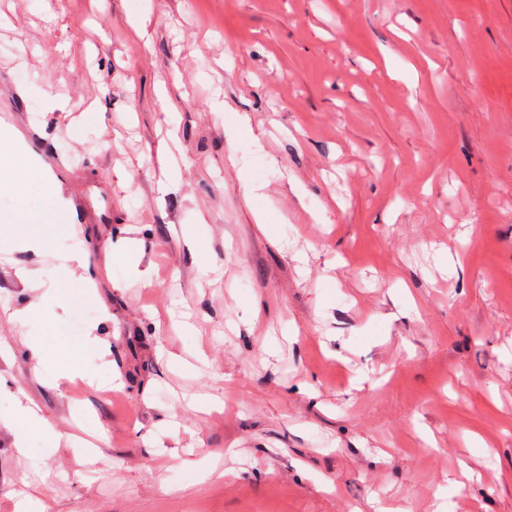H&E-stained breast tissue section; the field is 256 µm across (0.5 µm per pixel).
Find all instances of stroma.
Returning a JSON list of instances; mask_svg holds the SVG:
<instances>
[{
  "label": "stroma",
  "instance_id": "obj_1",
  "mask_svg": "<svg viewBox=\"0 0 512 512\" xmlns=\"http://www.w3.org/2000/svg\"><path fill=\"white\" fill-rule=\"evenodd\" d=\"M1 108L0 512H512V0H0Z\"/></svg>",
  "mask_w": 512,
  "mask_h": 512
}]
</instances>
